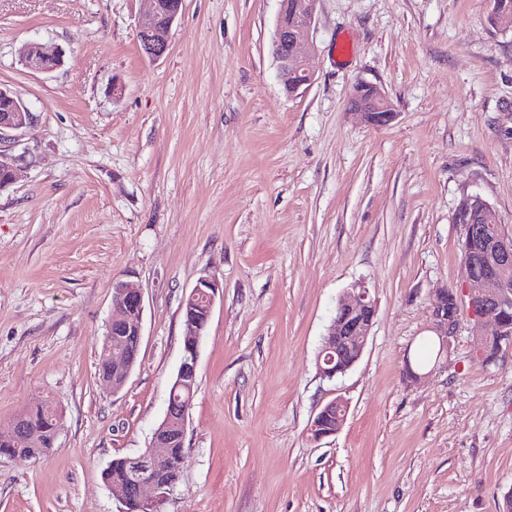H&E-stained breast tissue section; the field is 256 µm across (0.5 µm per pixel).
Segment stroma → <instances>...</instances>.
<instances>
[{"mask_svg": "<svg viewBox=\"0 0 512 512\" xmlns=\"http://www.w3.org/2000/svg\"><path fill=\"white\" fill-rule=\"evenodd\" d=\"M146 0H0V88L33 123L0 190V424L40 399L54 450L0 456V512H124L103 479L149 448L183 357V304L222 288L198 349L179 483L162 512H500L512 490V350L475 358L462 312L447 355L412 380L436 289L461 291L460 201L512 235V31L491 0H319L313 82L288 94L279 0H183L163 57L137 37ZM66 52L50 74L18 49ZM397 112L372 128L358 82ZM143 293L120 390L97 359L116 284ZM376 316L359 361L317 356L339 299ZM345 396V425L307 428ZM221 283L216 277H209L200 279L189 294L190 298H195L198 295H202L208 303V315L205 317V321L208 322L211 318L212 309L215 300L220 293ZM349 402L342 396H336L326 403L310 422L308 433L313 442L335 435L347 420Z\"/></svg>", "mask_w": 512, "mask_h": 512, "instance_id": "1", "label": "stroma"}]
</instances>
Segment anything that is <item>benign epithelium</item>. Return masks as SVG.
I'll return each mask as SVG.
<instances>
[{"label":"benign epithelium","instance_id":"1","mask_svg":"<svg viewBox=\"0 0 512 512\" xmlns=\"http://www.w3.org/2000/svg\"><path fill=\"white\" fill-rule=\"evenodd\" d=\"M317 0H287L278 13L273 45L278 62V76L293 93L312 82L307 57L313 49L311 32L316 17ZM167 22L157 24L162 14ZM178 11L169 9L164 0H150V8L138 22V38L143 54L150 60L161 58L168 49V37ZM21 63L29 70L50 73L64 62L65 52L56 44L26 43L19 49ZM0 99L8 104V111L0 113V136L6 132H20L33 121V113L13 91L0 88ZM353 110L372 128L389 125L396 116L389 98L376 86L359 83L354 88ZM17 157L0 149V190L12 184L17 167ZM493 208L481 198L466 197L458 207L464 217L465 237L472 246L474 259L466 264L463 296L448 288H438L432 297L431 331L438 337L441 350L445 351L454 339L462 307L471 316L493 325L491 334L477 340L476 350L481 358L488 355L487 343L494 339L500 350L512 349V236L501 222L490 223ZM221 283L215 277L201 279L189 294L199 295L213 309L220 293ZM112 310L115 312L107 323L108 329L117 325L128 334L142 338L143 293L132 283H120L114 288ZM376 308L369 291L358 287L340 300L336 316L328 328L317 365L320 373L332 380L344 374L361 357L374 324ZM193 313L183 323V357L175 377V389L184 391V397L168 399L163 421L155 430L151 448L135 457L128 471L124 489L113 491V496L126 507V512H156L169 495V489L155 479L157 468L167 460V445L161 432L168 429L174 418L181 420L182 432H187L188 411L194 398L197 377L198 349L207 325ZM349 402L338 395L326 403L310 422V439L318 442L339 432L347 420Z\"/></svg>","mask_w":512,"mask_h":512}]
</instances>
